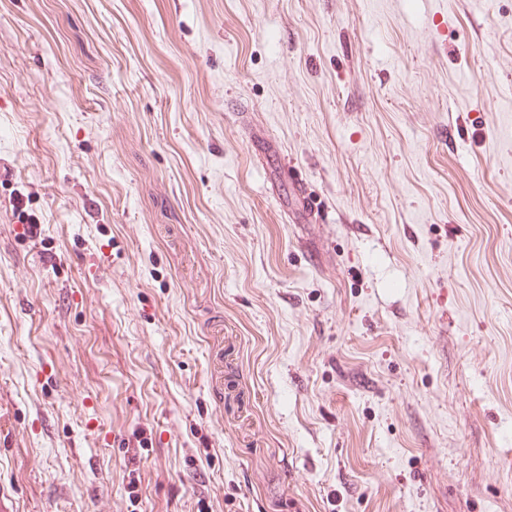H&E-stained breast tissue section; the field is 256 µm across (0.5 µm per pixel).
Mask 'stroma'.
<instances>
[{"label": "stroma", "mask_w": 512, "mask_h": 512, "mask_svg": "<svg viewBox=\"0 0 512 512\" xmlns=\"http://www.w3.org/2000/svg\"><path fill=\"white\" fill-rule=\"evenodd\" d=\"M0 494L512 512V0H0Z\"/></svg>", "instance_id": "stroma-1"}]
</instances>
